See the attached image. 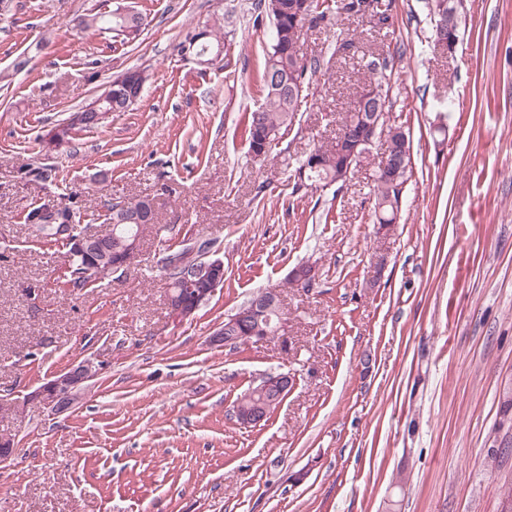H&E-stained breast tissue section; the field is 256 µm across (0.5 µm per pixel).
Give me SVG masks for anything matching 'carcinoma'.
<instances>
[{
	"instance_id": "cac0c4a2",
	"label": "carcinoma",
	"mask_w": 512,
	"mask_h": 512,
	"mask_svg": "<svg viewBox=\"0 0 512 512\" xmlns=\"http://www.w3.org/2000/svg\"><path fill=\"white\" fill-rule=\"evenodd\" d=\"M454 0H427V8L431 16L434 45L448 44L460 39L459 14L454 12ZM259 6L272 22L269 49L266 53L260 82L263 86L262 103L248 117L246 142L248 153L269 157L276 147L277 136L281 130L292 126L297 119L301 99L294 94L293 79L298 77L309 80L321 69L320 59H309L300 53V42L304 25L315 27L330 19L335 14H347L356 17L370 16L377 21L379 28L390 26L392 19V0H310L305 9H300L299 0H260ZM91 27L100 32L116 33L128 41L139 39L147 26L145 19L126 22L115 15V11L96 13L87 16ZM219 47V40L209 30L201 35H186L179 45L180 53H189L196 57L205 52H213ZM371 74L369 85L377 89L375 96L353 103L341 121L337 136L327 146H320L310 152L302 166L311 164L317 159V167L306 172V186L318 189L329 183L344 184L341 174L345 170L347 159L345 150L350 147V139L361 129V114L389 111V90L392 69L389 68L387 57L372 55L366 63ZM105 100L102 108L110 112H124L129 107L122 95V89L112 84L104 90ZM81 110L74 111L66 121L60 123L62 134L71 140L77 130L92 128L96 123L89 119L77 120ZM410 131L401 125L388 127L386 151L388 152L387 169L377 171L373 189L374 223L388 226L396 223L400 210L403 186L408 180L412 169ZM136 214L150 216L152 223H158V213L154 201L142 197L130 201H118L108 207L107 220L115 225L116 235L130 237L142 233L140 225L131 222ZM86 257L74 256L64 268V284L71 291H80L110 270L101 268L92 274L83 275Z\"/></svg>"
}]
</instances>
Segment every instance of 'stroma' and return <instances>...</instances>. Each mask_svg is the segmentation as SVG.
I'll return each instance as SVG.
<instances>
[{"label":"stroma","mask_w":512,"mask_h":512,"mask_svg":"<svg viewBox=\"0 0 512 512\" xmlns=\"http://www.w3.org/2000/svg\"><path fill=\"white\" fill-rule=\"evenodd\" d=\"M255 3L0 0V395L101 366L67 412L0 413L18 442L0 512H502L512 500V447L494 445L512 425L500 407L512 395V0H464L451 55L434 47L426 0H394L387 29L341 15L308 30L301 51L322 69L261 161L244 135L271 31ZM120 5L147 21L136 42L73 25ZM216 20L221 61L183 58L185 36ZM374 52L393 67L386 119L413 145L388 230L372 222L380 148L341 188L296 190L284 172L334 140ZM137 67L150 79L135 105L45 151L41 135ZM41 164L54 180L27 177ZM49 196L98 231L108 204L148 196L159 223L123 272L73 292L59 282L65 247L23 221ZM196 237L215 240L224 285L179 323L158 259ZM301 263L316 271L308 290L288 283ZM273 287L286 341L212 343ZM283 372L293 385L267 420L237 423L236 398Z\"/></svg>","instance_id":"stroma-1"}]
</instances>
